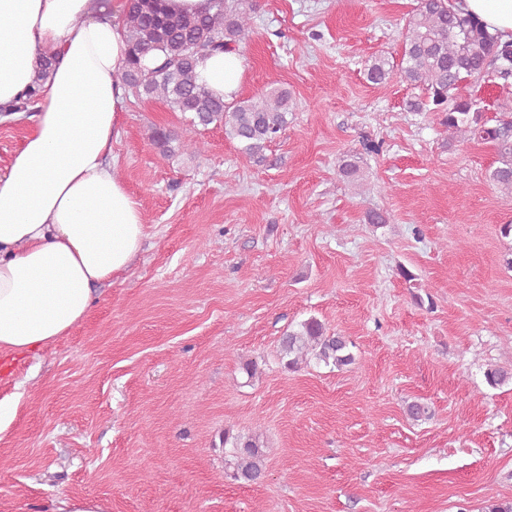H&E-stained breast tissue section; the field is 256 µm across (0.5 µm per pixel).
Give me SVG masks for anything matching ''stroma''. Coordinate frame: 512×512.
Wrapping results in <instances>:
<instances>
[{"mask_svg":"<svg viewBox=\"0 0 512 512\" xmlns=\"http://www.w3.org/2000/svg\"><path fill=\"white\" fill-rule=\"evenodd\" d=\"M416 6L260 0L237 95L276 88L290 108L260 162L216 125L194 132L201 153L161 154L152 130L182 115L127 99L112 154L147 237L82 322L0 373L16 410L0 432V512L83 497L109 512L512 502V383L484 381L512 371V194L489 179L492 144L449 141L438 114L406 111L412 88L364 75L368 59L398 58ZM355 153L352 186L340 166ZM312 316L352 341L357 368L281 369L279 337ZM414 400L431 419L407 418ZM228 429L261 435V483L226 477Z\"/></svg>","mask_w":512,"mask_h":512,"instance_id":"1","label":"stroma"}]
</instances>
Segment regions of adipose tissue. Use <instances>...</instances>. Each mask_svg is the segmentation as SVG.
Segmentation results:
<instances>
[{
	"instance_id": "ef3b65f1",
	"label": "adipose tissue",
	"mask_w": 512,
	"mask_h": 512,
	"mask_svg": "<svg viewBox=\"0 0 512 512\" xmlns=\"http://www.w3.org/2000/svg\"><path fill=\"white\" fill-rule=\"evenodd\" d=\"M490 32L512 39V0H455ZM127 48L123 5L105 18L95 0H0V123L32 84V131L0 174V358L67 335L88 314L93 287L141 251L140 202L109 162L128 97L116 82ZM55 65L40 77L44 57ZM224 98L238 90L239 52L197 68Z\"/></svg>"
}]
</instances>
